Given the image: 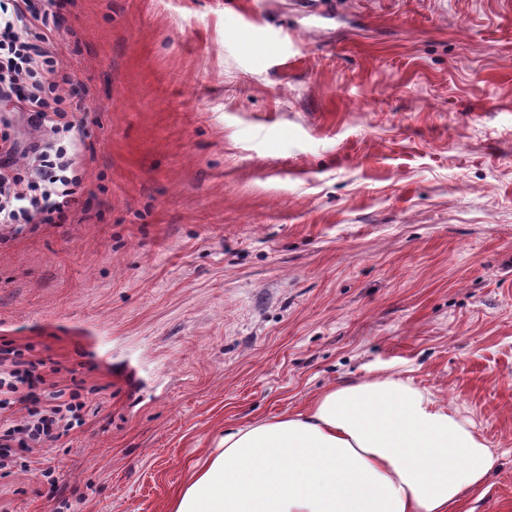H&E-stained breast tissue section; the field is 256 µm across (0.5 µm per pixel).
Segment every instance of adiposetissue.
Returning <instances> with one entry per match:
<instances>
[{"mask_svg": "<svg viewBox=\"0 0 512 512\" xmlns=\"http://www.w3.org/2000/svg\"><path fill=\"white\" fill-rule=\"evenodd\" d=\"M498 463L468 418L390 373L226 430L168 512H464Z\"/></svg>", "mask_w": 512, "mask_h": 512, "instance_id": "adipose-tissue-1", "label": "adipose tissue"}]
</instances>
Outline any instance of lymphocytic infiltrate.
<instances>
[{
    "instance_id": "1",
    "label": "lymphocytic infiltrate",
    "mask_w": 512,
    "mask_h": 512,
    "mask_svg": "<svg viewBox=\"0 0 512 512\" xmlns=\"http://www.w3.org/2000/svg\"><path fill=\"white\" fill-rule=\"evenodd\" d=\"M59 7V0H0V100L14 102L29 131L0 137V224H63L80 208L81 102L68 93L70 69L52 52ZM58 372L0 346V472L25 467V453H53L83 425L81 387L60 386Z\"/></svg>"
}]
</instances>
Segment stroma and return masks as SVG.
<instances>
[{
    "label": "stroma",
    "mask_w": 512,
    "mask_h": 512,
    "mask_svg": "<svg viewBox=\"0 0 512 512\" xmlns=\"http://www.w3.org/2000/svg\"><path fill=\"white\" fill-rule=\"evenodd\" d=\"M69 0L82 213L0 226V343L88 389L58 486L167 512L224 430L397 373L468 417L512 512V0Z\"/></svg>",
    "instance_id": "1"
}]
</instances>
